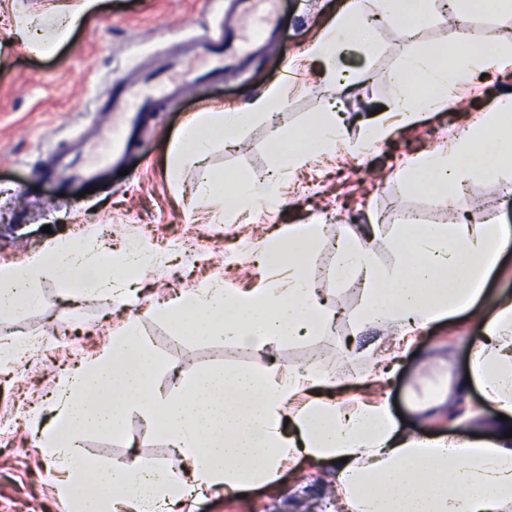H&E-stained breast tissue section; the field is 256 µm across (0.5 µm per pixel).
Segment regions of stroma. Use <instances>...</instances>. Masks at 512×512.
Instances as JSON below:
<instances>
[{
	"label": "stroma",
	"mask_w": 512,
	"mask_h": 512,
	"mask_svg": "<svg viewBox=\"0 0 512 512\" xmlns=\"http://www.w3.org/2000/svg\"><path fill=\"white\" fill-rule=\"evenodd\" d=\"M282 46L253 51L223 78L202 84L185 97L155 107L128 145L127 175L112 172L94 193L62 191L60 179L47 173L61 151H73L91 139L100 115L92 113L94 98L105 80L161 68L167 57L187 53L185 70L200 67L189 54L191 41L203 23L217 16L236 15L235 0H103L98 14L76 29L67 42L48 56H37L12 38L8 16H0V264H17L63 238L81 237L96 244L107 232L113 249L130 244L167 246L176 239L192 244L158 266L125 306L103 296L74 304L58 285L39 284L41 302L9 320L17 333L41 339L42 346L24 353L17 370H0V417L18 422L15 434L0 438V512H70L57 492L52 467L38 431L51 416L46 400L61 369L111 353L112 334L128 316H137L141 333L164 361L157 381L178 395L181 378L225 367H245L251 353L222 342H193L171 335L155 309L162 301L203 287L213 280L228 288H261L287 271L273 273L241 253L236 266L225 267L224 253L240 242L264 245L280 225L322 224L325 238L314 251L311 277L331 291L332 302L346 312L335 331L284 342L275 352L284 368L321 360L337 377L336 392H356V379L371 381L373 390L399 412L400 424L422 437L460 440L492 435L497 411L478 387L460 389L470 370L479 334L468 315L445 317L419 332L404 355L393 362L390 380L378 381L380 361L391 343L381 341L375 328L355 331L352 315L360 308V293L348 291L328 278L336 260L338 228L365 229L379 217L381 233L371 244L381 268L398 261L394 249V213L417 212L425 224H455L463 214H491L495 223L512 225V196L495 182L466 187L450 203L431 191L412 189L395 177L414 156L447 148L460 128L490 109L512 88V67L488 72L459 85L452 110L425 113L413 124L397 125L392 136L366 155L354 154L351 142L359 135L357 119L365 108L380 109L392 96L390 72L429 47L456 42L459 30L440 7H433L429 24L420 33L381 29L373 50L346 47L339 58L337 79L326 78L309 53L325 35L330 20L346 0H288ZM292 73L285 81L284 73ZM282 88L284 105L247 124L240 143L225 148L216 142L209 163L225 175L245 170L261 176L271 170L276 134L305 127L318 112L336 109L349 122V136L334 155L311 160L284 182L280 204L268 212H251L238 224H217L213 216L227 207V197L196 203L193 168L178 180L166 173L164 160L172 138L199 112L244 108L266 88ZM363 354L345 358L350 345ZM125 437L85 431L81 443L91 462L149 460L169 464L166 442L140 417H131ZM330 468L314 463L286 467L270 487L248 489L245 497L195 495L183 512H337Z\"/></svg>",
	"instance_id": "1"
}]
</instances>
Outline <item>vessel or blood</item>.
Instances as JSON below:
<instances>
[{"instance_id": "b4317fda", "label": "vessel or blood", "mask_w": 512, "mask_h": 512, "mask_svg": "<svg viewBox=\"0 0 512 512\" xmlns=\"http://www.w3.org/2000/svg\"><path fill=\"white\" fill-rule=\"evenodd\" d=\"M239 2L238 21L245 33L244 38L233 43L225 40L223 28L204 30L193 46L194 53L207 60L206 65L198 69L197 79L221 76L226 61L245 54L253 46L280 40L283 0ZM186 87V82L177 79L171 71L143 80L127 75L113 78L108 89L92 103L93 111L109 114L111 121L99 130L98 150H86L82 162L68 163L73 180L96 182L103 178L113 164L122 160L139 121L151 107L181 94Z\"/></svg>"}]
</instances>
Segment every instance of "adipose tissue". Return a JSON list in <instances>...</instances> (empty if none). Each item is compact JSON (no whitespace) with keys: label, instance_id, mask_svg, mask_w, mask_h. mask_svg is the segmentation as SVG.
Here are the masks:
<instances>
[{"label":"adipose tissue","instance_id":"ef3b65f1","mask_svg":"<svg viewBox=\"0 0 512 512\" xmlns=\"http://www.w3.org/2000/svg\"><path fill=\"white\" fill-rule=\"evenodd\" d=\"M101 3L62 0L50 36L41 17L17 13L14 33L31 53L52 54L99 12ZM478 12L511 15L512 0H452L458 40L438 53L408 59L390 75L395 92L385 105L387 113L412 123L421 113L438 111L451 88L475 72L512 66V44L489 33L472 39L467 23ZM378 17L383 25L414 31L429 20V0H382ZM372 39V26L349 0L311 54L332 79L342 49L367 48ZM418 80L425 82L426 96H415ZM281 103L280 87L272 86L246 111L198 113L172 146L171 178L190 165L201 169L198 200L209 201L231 182L233 201L218 213V222L232 223L276 203L286 174L334 152L343 137L335 113L319 112L307 127L277 135L269 178L237 174L226 180L203 169L215 140H235L246 124ZM398 177L433 190L446 202L475 182L511 181L512 95L460 129L448 149L415 156ZM321 234L318 224L289 225L263 246L261 261L288 267L287 281L252 290L213 281L157 309L173 335L247 347L256 356L252 365L185 378L180 395L171 397L155 385L162 359L131 317L114 332L111 356L97 357L66 376L53 423L41 429L40 438L57 469L58 491L75 512H182L187 488L231 496L274 484L285 464L301 460L331 465L343 512H512V298L501 299L490 317L480 319L470 369L471 381L505 417L499 434L466 441L417 437L400 426L383 401L328 394L332 377L325 365L312 362L282 371L273 359L274 346L332 328L335 313L307 269ZM393 243L399 260L384 270L373 258L368 237L337 240L331 277L340 285L361 283L357 328L376 327L402 340L442 317L475 308L512 243V226L403 224ZM148 253L144 246L114 253L71 239L54 243L26 264L0 265V316L37 306V287L44 280L81 297L101 294L125 303L130 288L154 268ZM134 415L161 433L180 469L83 460V431L112 433Z\"/></svg>","mask_w":512,"mask_h":512}]
</instances>
